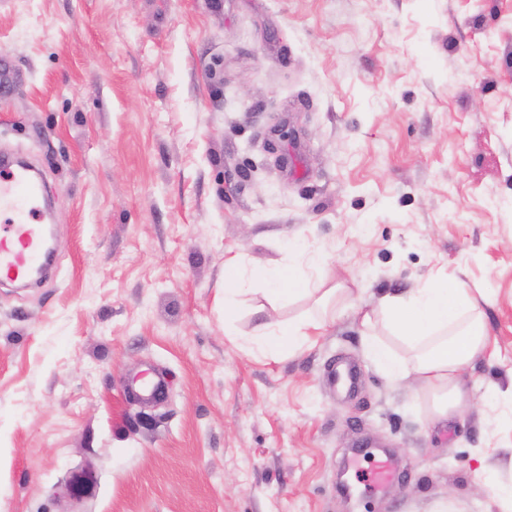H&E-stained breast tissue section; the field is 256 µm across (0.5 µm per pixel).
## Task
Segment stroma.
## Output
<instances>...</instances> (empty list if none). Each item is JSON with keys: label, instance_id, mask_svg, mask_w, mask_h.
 <instances>
[{"label": "stroma", "instance_id": "stroma-1", "mask_svg": "<svg viewBox=\"0 0 512 512\" xmlns=\"http://www.w3.org/2000/svg\"><path fill=\"white\" fill-rule=\"evenodd\" d=\"M1 154L40 168L56 264L0 283V512H502L512 0H0ZM291 241L371 307L483 289L461 416L387 380L359 302L290 355L248 337L312 299L256 292L225 324V260L258 271ZM146 372L162 400L129 390Z\"/></svg>", "mask_w": 512, "mask_h": 512}]
</instances>
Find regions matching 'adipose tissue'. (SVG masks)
I'll use <instances>...</instances> for the list:
<instances>
[{
  "mask_svg": "<svg viewBox=\"0 0 512 512\" xmlns=\"http://www.w3.org/2000/svg\"><path fill=\"white\" fill-rule=\"evenodd\" d=\"M323 255L288 248L285 263L262 274L267 295L279 299L308 297L320 309L318 315L277 324L258 325V343L273 354L292 353L303 347L310 331L321 329L336 315L339 302L352 298L344 283L322 287L308 274V267L323 266ZM364 347L384 375L395 382H412L435 398L437 418L454 417L463 408L459 381L471 362L488 345V332L479 302L463 281L440 282L409 296L387 295L378 307L360 306ZM412 350V358L396 354L382 340V332Z\"/></svg>",
  "mask_w": 512,
  "mask_h": 512,
  "instance_id": "ef3b65f1",
  "label": "adipose tissue"
}]
</instances>
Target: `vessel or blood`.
Masks as SVG:
<instances>
[{"label": "vessel or blood", "instance_id": "obj_1", "mask_svg": "<svg viewBox=\"0 0 512 512\" xmlns=\"http://www.w3.org/2000/svg\"><path fill=\"white\" fill-rule=\"evenodd\" d=\"M42 194L38 176L22 173L0 159V276L27 281L33 269L44 268Z\"/></svg>", "mask_w": 512, "mask_h": 512}]
</instances>
